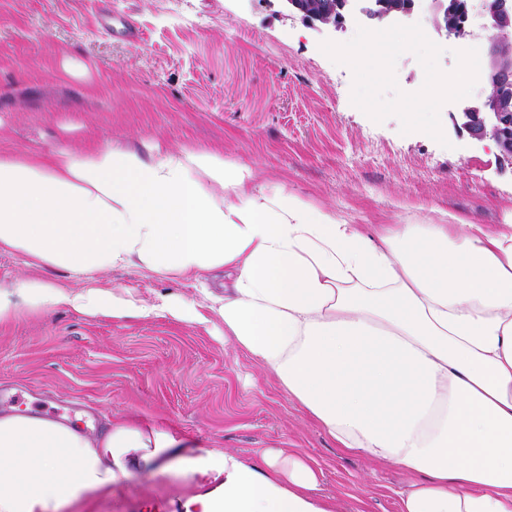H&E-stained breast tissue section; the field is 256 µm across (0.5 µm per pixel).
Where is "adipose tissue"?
<instances>
[{
	"instance_id": "1",
	"label": "adipose tissue",
	"mask_w": 512,
	"mask_h": 512,
	"mask_svg": "<svg viewBox=\"0 0 512 512\" xmlns=\"http://www.w3.org/2000/svg\"><path fill=\"white\" fill-rule=\"evenodd\" d=\"M87 281L0 287V322L66 308L115 320L217 315L224 334L338 448L412 481L400 512H512V220L383 224L266 188L253 165L195 146L145 158L106 142L0 153V250ZM129 266L164 279L227 271L202 301L94 286ZM176 431L96 432L0 414V512H65L133 471L194 486L182 512H330L299 457L199 447Z\"/></svg>"
}]
</instances>
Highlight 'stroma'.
I'll use <instances>...</instances> for the list:
<instances>
[{
  "label": "stroma",
  "mask_w": 512,
  "mask_h": 512,
  "mask_svg": "<svg viewBox=\"0 0 512 512\" xmlns=\"http://www.w3.org/2000/svg\"><path fill=\"white\" fill-rule=\"evenodd\" d=\"M139 38L131 41L127 30ZM276 0H0V151L118 141L143 156L195 145L256 165L260 181L331 205L374 233L434 224L438 211L492 227L512 219V164L493 140L467 151L453 104L440 119L449 147L375 123L352 105L353 75ZM86 69L75 77L63 67ZM44 279L77 292L63 270L0 250V284ZM98 286L200 300L192 280L138 267ZM0 393L55 418L88 414L150 422L254 461L269 450L308 458L338 512H399L406 477L341 452L288 401L276 379L224 340V324L164 316L115 320L60 308L0 324ZM192 487L135 472L67 512H179Z\"/></svg>",
  "instance_id": "stroma-1"
}]
</instances>
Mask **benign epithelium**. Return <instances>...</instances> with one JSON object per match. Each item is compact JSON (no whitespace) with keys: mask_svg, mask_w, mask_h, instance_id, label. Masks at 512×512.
<instances>
[{"mask_svg":"<svg viewBox=\"0 0 512 512\" xmlns=\"http://www.w3.org/2000/svg\"><path fill=\"white\" fill-rule=\"evenodd\" d=\"M281 8L298 14L322 37L331 40L348 24H410L418 0H277ZM436 29L447 37H474L467 25L473 5L458 0H429ZM480 10L488 21L485 66L479 78L491 92L481 98L464 101L453 114L457 124L470 136V146L485 139L494 140L500 157L512 160V54L502 52L496 32L512 29V0H481Z\"/></svg>","mask_w":512,"mask_h":512,"instance_id":"1","label":"benign epithelium"}]
</instances>
